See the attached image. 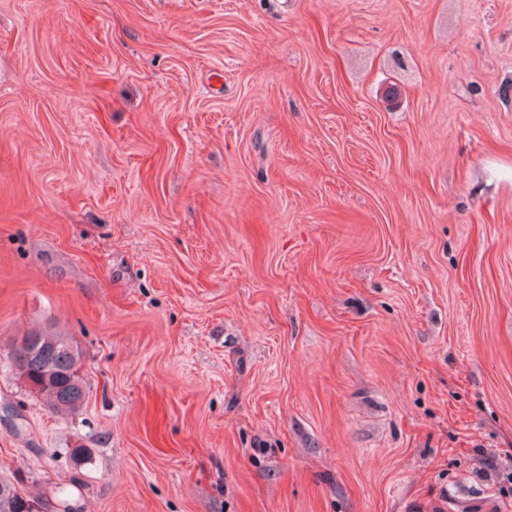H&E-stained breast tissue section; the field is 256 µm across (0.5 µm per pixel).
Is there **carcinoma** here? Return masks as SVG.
<instances>
[{
    "label": "carcinoma",
    "instance_id": "carcinoma-1",
    "mask_svg": "<svg viewBox=\"0 0 512 512\" xmlns=\"http://www.w3.org/2000/svg\"><path fill=\"white\" fill-rule=\"evenodd\" d=\"M14 344L12 364H22L29 379L40 387L41 396L57 414H67L83 403L86 386L73 379L80 354L61 336L35 331ZM41 502L21 492L12 482L0 479V512H39Z\"/></svg>",
    "mask_w": 512,
    "mask_h": 512
}]
</instances>
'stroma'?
Returning <instances> with one entry per match:
<instances>
[{
  "instance_id": "1",
  "label": "stroma",
  "mask_w": 512,
  "mask_h": 512,
  "mask_svg": "<svg viewBox=\"0 0 512 512\" xmlns=\"http://www.w3.org/2000/svg\"><path fill=\"white\" fill-rule=\"evenodd\" d=\"M511 472L512 0H0V477L512 512ZM11 352L13 366L21 363L29 379L40 387L47 405L58 414H67L83 403L86 386L83 379L74 380L73 369L80 365V354L61 336L35 331L23 336ZM49 374L46 380V375ZM29 386H35L26 375Z\"/></svg>"
}]
</instances>
